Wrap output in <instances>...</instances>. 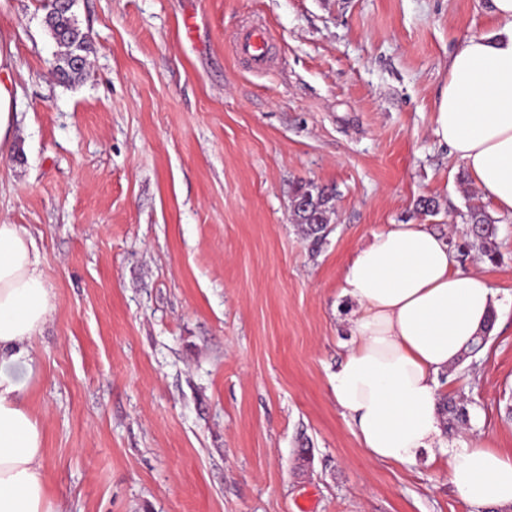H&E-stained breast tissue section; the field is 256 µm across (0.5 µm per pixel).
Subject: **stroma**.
I'll list each match as a JSON object with an SVG mask.
<instances>
[{
  "mask_svg": "<svg viewBox=\"0 0 512 512\" xmlns=\"http://www.w3.org/2000/svg\"><path fill=\"white\" fill-rule=\"evenodd\" d=\"M93 40L54 76L43 0H0L19 116L0 157V223L36 238L54 310L28 403L66 512H470L444 455L371 459L329 377L351 340L340 294L388 224L461 241L491 209L435 134L448 58L495 23L488 0H77ZM271 32L258 70L233 51ZM334 188L319 248L292 220L305 182ZM436 202L434 213L418 207ZM498 263L458 267L512 293ZM476 355L440 374L467 430L512 457V304Z\"/></svg>",
  "mask_w": 512,
  "mask_h": 512,
  "instance_id": "1",
  "label": "stroma"
}]
</instances>
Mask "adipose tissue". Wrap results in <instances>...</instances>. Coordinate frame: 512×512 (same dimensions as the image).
<instances>
[{"instance_id": "ef3b65f1", "label": "adipose tissue", "mask_w": 512, "mask_h": 512, "mask_svg": "<svg viewBox=\"0 0 512 512\" xmlns=\"http://www.w3.org/2000/svg\"><path fill=\"white\" fill-rule=\"evenodd\" d=\"M489 7L498 28L466 37L450 57L435 134L484 198L512 216V0ZM11 51L0 41V154L16 134ZM341 293L356 311L330 378L336 404L370 457L415 463L443 445L438 377L487 324L499 291L457 268L446 235L389 224L357 250ZM53 309L34 236L0 224V512H61L47 489L45 436L28 405L32 342ZM448 481L471 512L512 503V459L482 444L449 450Z\"/></svg>"}]
</instances>
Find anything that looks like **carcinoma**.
<instances>
[{
  "instance_id": "1",
  "label": "carcinoma",
  "mask_w": 512,
  "mask_h": 512,
  "mask_svg": "<svg viewBox=\"0 0 512 512\" xmlns=\"http://www.w3.org/2000/svg\"><path fill=\"white\" fill-rule=\"evenodd\" d=\"M43 25L58 48L55 70L59 82L67 85L76 82L83 76L84 68L71 64V60L78 54L86 57L91 52L90 32L80 26L72 7L45 13ZM334 213L332 190L313 182L298 187L292 200V216L304 239L314 245L325 239ZM496 235L497 220L482 207L470 209L463 248L474 250L494 263L497 260ZM440 411L451 428L469 420L467 408L460 400L441 401Z\"/></svg>"
}]
</instances>
